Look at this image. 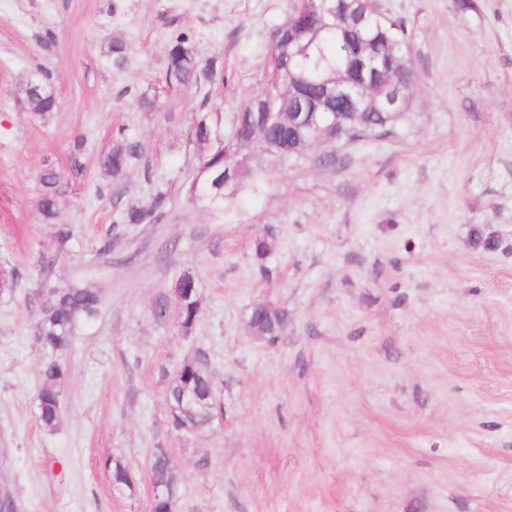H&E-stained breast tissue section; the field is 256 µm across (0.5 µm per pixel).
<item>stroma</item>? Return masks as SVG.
<instances>
[{"label": "stroma", "mask_w": 512, "mask_h": 512, "mask_svg": "<svg viewBox=\"0 0 512 512\" xmlns=\"http://www.w3.org/2000/svg\"><path fill=\"white\" fill-rule=\"evenodd\" d=\"M386 3L415 47L393 135L341 146L331 169L316 145L293 163L256 157L269 191L225 202L219 221L185 194L201 94L168 90L165 46L186 32L200 59H223L210 104L231 118L261 90L292 0H0V267L19 275L0 293V495L16 512H150L159 448L174 512H512V0ZM117 38L121 72L106 61ZM44 74L57 107L38 117L25 91ZM121 127L150 167L112 184L97 162ZM47 164L68 184L62 254L38 214ZM160 190L161 220L120 223ZM477 230L495 246L474 247ZM185 268L200 296L188 330ZM68 285L101 289L103 307L73 339L48 431L35 322L41 293ZM259 302L288 313L275 342L250 332ZM197 357L222 413L177 430L167 389ZM110 459L131 489L113 490ZM187 275L192 276V279L189 280V283L184 287V289H182V291H179V288L176 287ZM175 293L180 304L182 327L188 330L192 327L195 321L199 305L198 285L196 278L191 271L185 270L178 277L175 283Z\"/></svg>", "instance_id": "35a3bbf8"}]
</instances>
